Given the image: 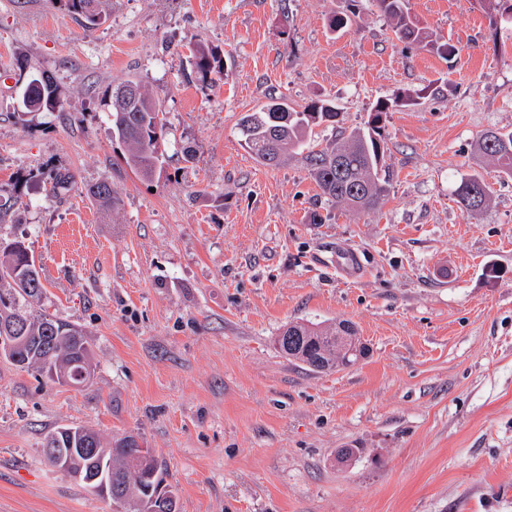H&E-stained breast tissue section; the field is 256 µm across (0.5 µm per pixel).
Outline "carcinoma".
<instances>
[{
	"label": "carcinoma",
	"instance_id": "obj_1",
	"mask_svg": "<svg viewBox=\"0 0 512 512\" xmlns=\"http://www.w3.org/2000/svg\"><path fill=\"white\" fill-rule=\"evenodd\" d=\"M95 2V13L102 14V0H64L67 9L89 20L88 4ZM377 12L389 19L399 40L430 46L438 52L452 56L456 48L450 43L436 44L427 28L409 12V0H371ZM484 10L493 22L512 29V0H482ZM224 62L216 48L197 50L195 77L206 82L213 73H223ZM133 88L130 108L126 112L113 109L114 94ZM43 110L54 111L62 107L61 95L52 76L28 82L23 86L21 111L30 113L38 105ZM102 104L112 117V133L125 147L126 164L145 179H151L162 171V153L159 139L163 131V119L159 117L160 105L142 86L128 80L110 87L103 95ZM392 103L379 100L369 110L363 122L353 128H340V109L330 99H317L297 111L282 98L272 97L259 111L244 115L240 134L244 144L261 164L277 166L295 156L308 168L321 195L327 200L347 207L354 212H375L383 206L389 194L391 173L383 163L387 144L383 131ZM327 124L337 130L324 146L311 143L313 127ZM477 146L498 168V172L512 177V131L488 130L483 133ZM52 192L64 195L70 191L73 176L67 171L49 174ZM85 194L100 208L112 210L119 199L112 184L101 180L85 187ZM456 202L462 211L475 214L491 200L489 183L480 174H472L460 180L454 190ZM43 294L40 269L25 243L20 240H0V323L11 320L19 324L15 335L25 338L12 347L7 356L21 371H34L41 378L53 383V368L67 367L82 386L94 372L92 351L86 331L78 324L68 322L47 312L34 309L33 303ZM283 336H293L294 352L304 358L300 362L315 372L336 369V358H313L308 355L314 347V336L336 335V325L320 327L310 323H290L282 331ZM45 459L56 463L67 460L71 468L82 472L81 484H86L99 472L112 478L115 503L127 504L131 512H141L140 504L147 503L154 512H173L177 509V494L170 488L158 491L154 482L145 475L162 472L151 451L141 453L136 435H126L105 446L93 430L79 425L58 427L49 432L43 446Z\"/></svg>",
	"mask_w": 512,
	"mask_h": 512
}]
</instances>
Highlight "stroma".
Wrapping results in <instances>:
<instances>
[{
  "instance_id": "1",
  "label": "stroma",
  "mask_w": 512,
  "mask_h": 512,
  "mask_svg": "<svg viewBox=\"0 0 512 512\" xmlns=\"http://www.w3.org/2000/svg\"><path fill=\"white\" fill-rule=\"evenodd\" d=\"M347 6L108 0L88 28L62 0H0V69L26 55L63 99L23 116L19 84L0 90V238L29 247L41 308L83 326L96 363L76 388L0 358V512H124L44 460L45 435L71 424L138 435L179 512H512V178L476 150L512 129V31L479 0H409L448 60L399 41L368 0L332 31ZM200 46L224 57L205 85ZM127 79L163 111L151 182L100 103ZM406 94L374 213L325 200L300 159L261 165L239 134L273 95L333 98L351 127ZM57 168L74 176L63 200ZM473 173L492 199L469 215L454 189ZM104 179L117 210L84 194ZM351 249L352 280L336 270ZM342 319L370 349L354 365L314 372L276 345L288 323ZM343 448L357 454L340 465Z\"/></svg>"
}]
</instances>
